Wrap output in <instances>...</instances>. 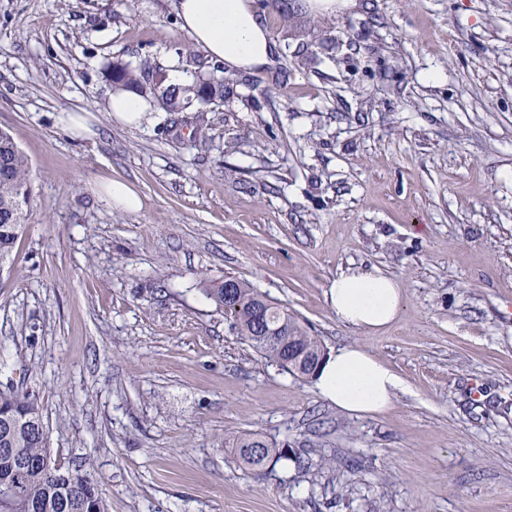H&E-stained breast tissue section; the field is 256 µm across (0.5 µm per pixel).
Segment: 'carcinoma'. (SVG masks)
<instances>
[{"instance_id": "obj_1", "label": "carcinoma", "mask_w": 512, "mask_h": 512, "mask_svg": "<svg viewBox=\"0 0 512 512\" xmlns=\"http://www.w3.org/2000/svg\"><path fill=\"white\" fill-rule=\"evenodd\" d=\"M223 69L216 66L197 73L184 85L166 83L162 68L153 69L157 90L145 86L144 72L121 62L112 63L113 87L134 91L149 101H157L168 112H184L192 104L222 103L231 94L224 85ZM31 198L29 162L10 133L0 129V271L10 261L13 249L24 231ZM233 293L224 294V283L204 289L207 298L224 310V317L237 334L250 343L268 362L298 377L307 373L288 368V349H281L259 337L260 323L269 328L283 327L293 345L310 352L322 347L288 309L259 293L241 279L230 277ZM0 512H108L106 501L96 484L81 470L64 471L53 459L48 445L41 407L36 396L17 388H0ZM239 459L251 469L291 460L306 471L310 459L290 457L266 445L258 434L237 439Z\"/></svg>"}]
</instances>
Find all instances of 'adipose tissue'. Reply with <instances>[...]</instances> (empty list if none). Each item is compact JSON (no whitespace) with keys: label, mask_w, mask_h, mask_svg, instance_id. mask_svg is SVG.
Here are the masks:
<instances>
[{"label":"adipose tissue","mask_w":512,"mask_h":512,"mask_svg":"<svg viewBox=\"0 0 512 512\" xmlns=\"http://www.w3.org/2000/svg\"><path fill=\"white\" fill-rule=\"evenodd\" d=\"M181 26L194 43L228 70L250 71L270 64L274 45L247 0H178ZM337 320L376 332L390 325L402 304L399 283L376 267L341 272L326 291ZM318 394L336 408L359 415L388 411L404 390L401 377L357 344L330 352L313 376Z\"/></svg>","instance_id":"ef3b65f1"}]
</instances>
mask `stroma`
Listing matches in <instances>:
<instances>
[{"label":"stroma","mask_w":512,"mask_h":512,"mask_svg":"<svg viewBox=\"0 0 512 512\" xmlns=\"http://www.w3.org/2000/svg\"><path fill=\"white\" fill-rule=\"evenodd\" d=\"M300 3L296 36L261 11L274 67L136 126L105 110L110 63H211L176 0H0V129L32 177L0 383L37 395L54 459L108 512H512V0ZM111 178L140 211L105 207ZM362 264L402 288L379 333L326 298ZM227 276L405 391L337 409L237 336L204 293ZM242 433L315 466L244 469L224 445Z\"/></svg>","instance_id":"stroma-1"}]
</instances>
